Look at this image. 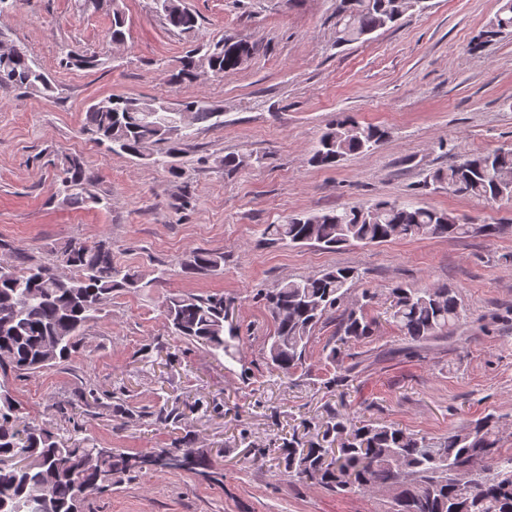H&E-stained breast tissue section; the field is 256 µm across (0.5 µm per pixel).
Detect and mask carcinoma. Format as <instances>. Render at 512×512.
<instances>
[{"mask_svg": "<svg viewBox=\"0 0 512 512\" xmlns=\"http://www.w3.org/2000/svg\"><path fill=\"white\" fill-rule=\"evenodd\" d=\"M109 39H126L123 0H109ZM183 0H165L159 15L172 29L188 34L198 17L182 9ZM427 8L426 0H336V44H349L396 24L408 9ZM512 33V0H501L495 17L476 36L474 47ZM253 48L243 49L226 36L202 50L196 48L169 74L175 85L196 81L201 62L210 76L221 79L239 69ZM68 68L98 66V60L71 50L61 59ZM23 89L42 97L54 93V82L27 51H0V89ZM224 125V113L198 99L166 104L154 98L114 96L85 112L82 132L110 154L127 155L164 167L171 177L184 176L180 159L199 130ZM387 131L361 125L346 116L321 136L312 155L319 167H334L347 155L374 149ZM250 163L243 154L219 160L231 175ZM58 193L83 207L100 204L93 193L94 175L84 159L58 153L50 160ZM497 202L512 200V149L482 151L431 173L425 185ZM502 224L474 228L431 207L378 201L318 213H300L263 231L265 244H313L334 250L347 244H380L394 239L448 238L470 232L496 237ZM224 253L198 250L186 269L208 274L222 268ZM357 274L336 268L320 275L288 278L260 293L268 308L277 347L268 349L272 368L287 376L305 361L310 335L328 319L337 321V341L345 344L372 335L365 308L373 295L364 291L358 303L341 308ZM143 287L141 274L113 263L104 240L88 245L71 239L59 250L58 264L27 256L0 266V512H85L86 503L131 474L189 472L214 478L208 453L186 438L177 439L175 457L165 461L149 453L99 447L87 439L63 441L51 430L26 423L12 395L8 375L37 373L67 361L85 336L90 322L119 291ZM389 318L414 342L445 335L463 319L451 288L397 285L390 292ZM171 333L201 345L214 355L231 354L237 335L224 331V296L172 293L162 302ZM278 466L292 480L319 485L331 492L380 489L391 500L390 512H512V484L496 471L512 468V452L502 451L495 422L486 418L438 440L410 434L393 423L355 420L334 409L326 411L316 436L303 440L291 434L282 441Z\"/></svg>", "mask_w": 512, "mask_h": 512, "instance_id": "obj_1", "label": "carcinoma"}]
</instances>
